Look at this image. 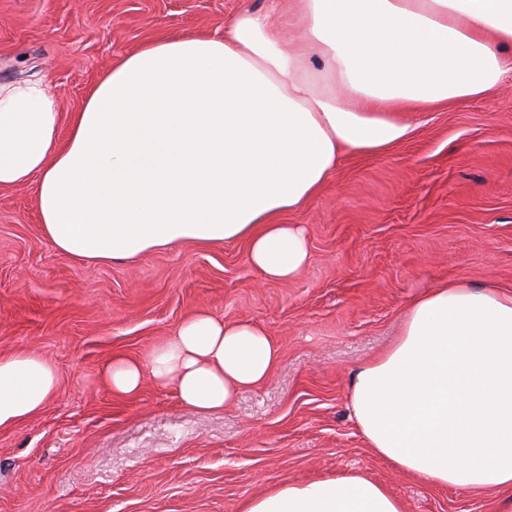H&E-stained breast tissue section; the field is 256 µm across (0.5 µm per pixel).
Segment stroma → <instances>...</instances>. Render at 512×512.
<instances>
[{"mask_svg": "<svg viewBox=\"0 0 512 512\" xmlns=\"http://www.w3.org/2000/svg\"><path fill=\"white\" fill-rule=\"evenodd\" d=\"M266 5L0 0V82L43 79L67 117L144 42L220 34ZM402 119V143L349 157L280 216L305 227L310 250L287 282L252 268L242 242L79 262L44 239L33 186L0 189V354H39L60 381L39 415L0 430V512H241L275 485L351 470L406 512H493L491 497L377 457L348 397L416 296L453 280L512 292V73L490 97ZM200 308L272 337L281 358L266 383L216 415L169 386L125 398L96 383L111 354L146 356Z\"/></svg>", "mask_w": 512, "mask_h": 512, "instance_id": "obj_1", "label": "stroma"}]
</instances>
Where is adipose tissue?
<instances>
[{"instance_id":"adipose-tissue-1","label":"adipose tissue","mask_w":512,"mask_h":512,"mask_svg":"<svg viewBox=\"0 0 512 512\" xmlns=\"http://www.w3.org/2000/svg\"><path fill=\"white\" fill-rule=\"evenodd\" d=\"M512 0H268L223 34L142 44L106 72L60 138L38 80L0 84V189L36 187L45 239L109 262L180 243L245 242L266 279L307 265L302 207L356 154L406 139L403 112L492 94L512 71ZM250 321L187 315L146 359L97 372L114 394L173 387L222 412L274 372ZM59 377L40 355L0 356V430L43 411ZM351 414L370 450L427 483L512 512V292L444 282L411 302L394 344L363 364ZM241 512H405L356 473L284 483Z\"/></svg>"}]
</instances>
